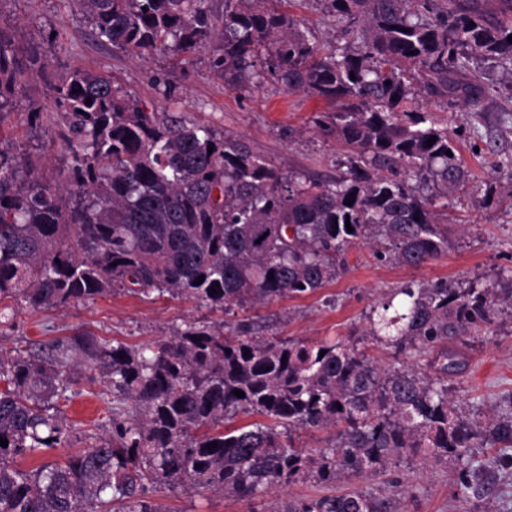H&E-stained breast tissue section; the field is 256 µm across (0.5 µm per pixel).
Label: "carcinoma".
I'll return each instance as SVG.
<instances>
[{
	"label": "carcinoma",
	"mask_w": 512,
	"mask_h": 512,
	"mask_svg": "<svg viewBox=\"0 0 512 512\" xmlns=\"http://www.w3.org/2000/svg\"><path fill=\"white\" fill-rule=\"evenodd\" d=\"M72 2L102 44L186 60L216 42L212 63L226 84L270 80L325 100L332 110L311 122L343 160L330 178L283 172L240 137L148 112L96 71L66 72L46 130L69 156L58 178L43 180L32 157L0 148V318L15 302L66 308L117 289L227 313L316 292L359 243L411 267L448 251V196L469 175L430 106L484 110L481 64L512 71V0L495 9L486 0H321L341 48L312 42L277 7L284 0H224L221 12L211 0ZM47 65L42 45L0 28V123L21 97L30 123H43L28 91ZM505 313L512 278L390 291L365 335L406 357L393 367L354 342L260 337L241 322L190 323L141 347L78 334L0 350V512H160L149 484L242 499L405 460H450L463 496L484 498L512 473V396L475 419L449 382L467 367V339ZM76 363L106 379L99 397L112 435L88 430L86 447L63 461L15 468L69 442L63 407ZM240 413L268 422L223 431ZM329 426L338 432L327 446L296 445L298 431ZM487 447L498 449V466H474V449ZM275 512H392V499L355 490Z\"/></svg>",
	"instance_id": "1"
}]
</instances>
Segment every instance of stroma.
I'll list each match as a JSON object with an SVG mask.
<instances>
[{
    "mask_svg": "<svg viewBox=\"0 0 512 512\" xmlns=\"http://www.w3.org/2000/svg\"><path fill=\"white\" fill-rule=\"evenodd\" d=\"M0 28L18 42L48 48L50 66L45 74L33 77L30 87L45 115L56 111L51 89L54 76L75 68L91 69L110 75L115 86L147 111L174 113L206 125L216 134L244 138L254 151L282 170L330 175L336 171L341 150L310 129L313 114L328 110V103L300 92H284L270 82L231 87L212 68L214 46L188 61L169 51L140 58L117 52L95 41L88 20L74 9L71 0H0ZM485 72L490 94L483 112L436 113L457 131L460 154L471 174L467 194L448 204L449 222L467 227L464 237L454 238L447 253L417 268L379 260L371 247L353 245L346 254L345 270L324 288L236 310L235 320L252 323L260 336L308 343L331 337L357 340L370 358L392 366L396 360L391 350L362 338L371 307L386 292L412 281L490 285L498 276H511L512 200L501 191L512 183V172L495 169L494 163L500 154H512V127L502 121L504 112L512 111V95L501 86L500 67L489 66ZM167 86L172 89L168 97L163 94ZM0 145L16 155L41 157V171L49 180L64 168L68 158L61 146L48 145L43 128L31 125L23 99L0 125ZM225 320L224 313L190 299L116 291L64 309L16 305L13 316L0 319V347L62 340L78 331L140 346L168 338L190 323L217 327ZM466 354L470 368L451 382V391L466 412L483 416L512 395V317L503 316L493 333L470 341ZM76 388L77 397L65 408L74 433L66 447L48 451L46 461L83 448L80 432L106 413L98 396L105 388L102 377L78 374ZM454 470L449 462L428 466L405 462L386 474L345 479L336 487L380 496L386 494L389 481H403L413 495L395 500V512H512V474L487 498L466 501L455 486ZM149 495L161 512H267L272 500L267 496L237 500L203 490L173 491L163 486L150 488Z\"/></svg>",
    "mask_w": 512,
    "mask_h": 512,
    "instance_id": "obj_1",
    "label": "stroma"
}]
</instances>
